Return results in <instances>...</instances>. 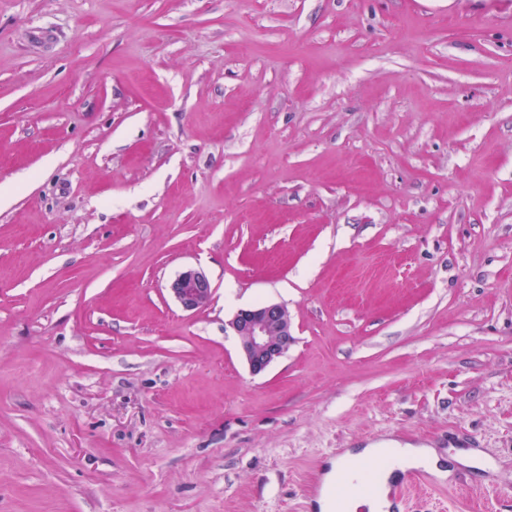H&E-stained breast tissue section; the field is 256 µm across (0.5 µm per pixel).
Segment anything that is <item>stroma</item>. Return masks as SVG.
<instances>
[{"label": "stroma", "mask_w": 512, "mask_h": 512, "mask_svg": "<svg viewBox=\"0 0 512 512\" xmlns=\"http://www.w3.org/2000/svg\"><path fill=\"white\" fill-rule=\"evenodd\" d=\"M1 185L0 512H512V0H0ZM168 290L187 312L206 308L212 299L213 288L207 275L200 269L189 268L179 273L168 284ZM229 326L254 375L265 372L295 341L288 311L280 304L262 303L239 309ZM393 443L397 442H382L358 451L348 450L343 456L336 458L323 477L320 495L317 498L321 512H333L334 509L357 512L360 508H366L370 512H386L383 510L393 506L386 493L374 496H343L339 493L342 472L362 461L392 455L393 460L385 473L384 483H388L391 478L396 480L397 472L404 473L407 469L415 467H424L433 474H443L439 468V458L431 448H416L408 444L404 447H390ZM386 461L383 458L371 460L360 466V478L350 481L347 476L342 477V482L349 484L348 492L357 494H370L376 490L379 475L383 472Z\"/></svg>", "instance_id": "1"}]
</instances>
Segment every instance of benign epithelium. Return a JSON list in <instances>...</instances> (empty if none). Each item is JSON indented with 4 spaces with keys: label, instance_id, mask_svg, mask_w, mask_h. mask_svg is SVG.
<instances>
[{
    "label": "benign epithelium",
    "instance_id": "benign-epithelium-1",
    "mask_svg": "<svg viewBox=\"0 0 512 512\" xmlns=\"http://www.w3.org/2000/svg\"><path fill=\"white\" fill-rule=\"evenodd\" d=\"M168 290L180 305L191 313L206 308L213 288L200 269L189 268L168 284ZM229 326L237 336L240 353L252 374L265 372L283 357L295 341L288 311L280 304L262 303L237 311Z\"/></svg>",
    "mask_w": 512,
    "mask_h": 512
}]
</instances>
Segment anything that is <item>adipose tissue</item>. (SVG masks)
Instances as JSON below:
<instances>
[{
  "mask_svg": "<svg viewBox=\"0 0 512 512\" xmlns=\"http://www.w3.org/2000/svg\"><path fill=\"white\" fill-rule=\"evenodd\" d=\"M391 456L386 478H396L397 474L407 469L422 467L431 473H439V459L432 449L416 448L411 445L393 447L383 442L373 447L358 451H346L343 456L332 462L330 469L323 477L320 495L317 499L320 512H387L392 503L384 494L374 496H344L339 492L341 474L356 463L373 458Z\"/></svg>",
  "mask_w": 512,
  "mask_h": 512,
  "instance_id": "obj_1",
  "label": "adipose tissue"
}]
</instances>
